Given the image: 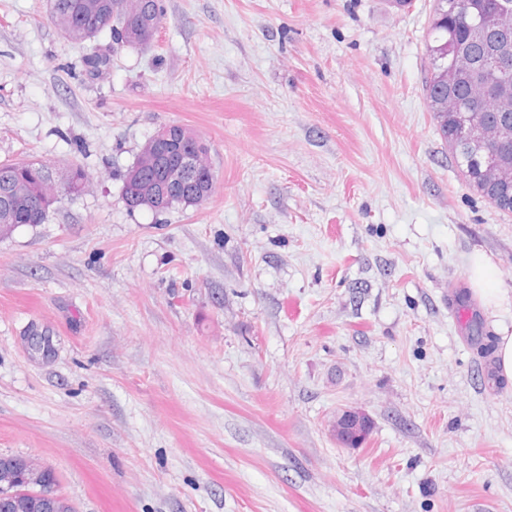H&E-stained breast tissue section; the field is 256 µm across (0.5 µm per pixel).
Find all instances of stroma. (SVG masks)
<instances>
[{
  "instance_id": "obj_1",
  "label": "stroma",
  "mask_w": 512,
  "mask_h": 512,
  "mask_svg": "<svg viewBox=\"0 0 512 512\" xmlns=\"http://www.w3.org/2000/svg\"><path fill=\"white\" fill-rule=\"evenodd\" d=\"M163 7L120 47L0 0V164L89 174L0 237V454L76 512H512V381L481 372L512 330V214L426 106L433 0ZM170 124L214 191L129 209L123 175ZM476 251L500 306L470 292ZM345 410L370 422L355 448ZM369 426L366 416L355 411H343L336 421V436L342 444L351 447L357 439L363 440Z\"/></svg>"
}]
</instances>
